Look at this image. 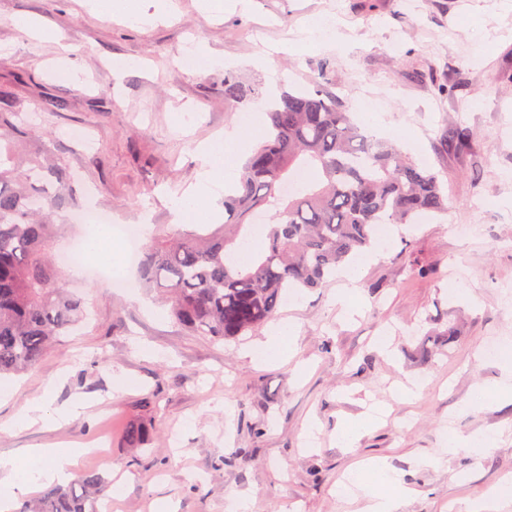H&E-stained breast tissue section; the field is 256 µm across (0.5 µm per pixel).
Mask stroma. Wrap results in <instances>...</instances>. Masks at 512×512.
<instances>
[{
    "label": "stroma",
    "instance_id": "stroma-1",
    "mask_svg": "<svg viewBox=\"0 0 512 512\" xmlns=\"http://www.w3.org/2000/svg\"><path fill=\"white\" fill-rule=\"evenodd\" d=\"M134 2L131 18L87 0H0V100L21 118L11 136L71 175L60 249L80 242L85 227L70 217L90 207L159 237L223 223L224 190L211 223L178 218L170 201L196 184L200 143L233 132L245 158L263 138L264 110L225 98L230 74L266 95L326 85L360 122L371 103L385 138L439 173L448 212L392 225L356 258L357 288L339 276L288 295L273 323H295L280 361L263 356L273 325L217 343L182 329L136 268L116 289L62 265L88 318L35 368L0 379L15 389L0 399V454L88 446L82 471L123 482L112 512H229L237 495L252 512H366L363 491L342 497L336 485L367 459L415 488L399 512H462L512 479V404L468 405L512 380V364L486 355L492 342L512 347V0ZM326 16L334 34L314 40L310 24ZM26 17L52 39L22 35ZM444 85L455 93L439 94ZM461 129L469 141L457 149ZM345 290L351 315L336 303ZM448 324L457 336L441 353L426 336ZM413 384L418 396L401 397ZM41 397L51 413L87 406L52 429L14 426ZM148 398L151 440L133 448L126 428ZM373 404L387 416L342 447L337 429ZM452 432L487 444L449 452Z\"/></svg>",
    "mask_w": 512,
    "mask_h": 512
}]
</instances>
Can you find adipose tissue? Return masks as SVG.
I'll use <instances>...</instances> for the list:
<instances>
[{"mask_svg":"<svg viewBox=\"0 0 512 512\" xmlns=\"http://www.w3.org/2000/svg\"><path fill=\"white\" fill-rule=\"evenodd\" d=\"M224 137L202 144L203 166L198 189L192 196L174 199L177 214L207 211L214 186L233 184L238 169L235 153L225 151ZM120 245L112 238V227L96 225L84 237L82 262L109 267L114 276L125 273L119 261ZM84 451L80 448H31L23 459L0 456V508L10 507L17 494L38 485H51L69 480L74 475ZM365 469L371 478L364 488L369 496V512H398L401 503L411 495L402 476L389 469L383 461L373 460Z\"/></svg>","mask_w":512,"mask_h":512,"instance_id":"ef3b65f1","label":"adipose tissue"}]
</instances>
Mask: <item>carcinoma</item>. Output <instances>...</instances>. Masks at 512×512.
Here are the masks:
<instances>
[{"label":"carcinoma","mask_w":512,"mask_h":512,"mask_svg":"<svg viewBox=\"0 0 512 512\" xmlns=\"http://www.w3.org/2000/svg\"><path fill=\"white\" fill-rule=\"evenodd\" d=\"M224 96L265 107L263 142L242 167L224 200V223L206 234L153 237L140 263L147 283L163 289L171 313L189 332L234 342L271 321L290 293L322 288L376 239L379 224H416L448 212L439 175L399 147L355 123L328 88L316 84L264 100L233 77ZM44 157L28 158L23 179L11 154L0 158V376L24 373L86 317L84 301L58 281L56 248L64 225L50 221L62 189L36 185ZM314 174L303 190L282 194L298 170ZM274 210L264 246L242 262L252 220ZM128 443L143 446L147 429L134 422ZM108 488L85 472L25 502L17 512H98Z\"/></svg>","instance_id":"obj_1"}]
</instances>
